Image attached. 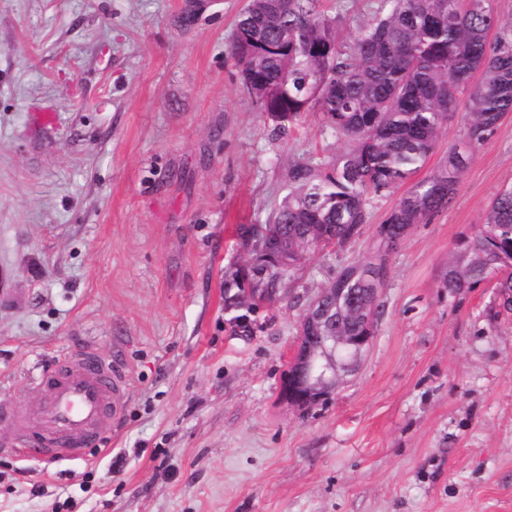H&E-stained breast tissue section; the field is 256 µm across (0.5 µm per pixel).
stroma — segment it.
Here are the masks:
<instances>
[{
  "mask_svg": "<svg viewBox=\"0 0 512 512\" xmlns=\"http://www.w3.org/2000/svg\"><path fill=\"white\" fill-rule=\"evenodd\" d=\"M246 3L0 0V399L36 401V369L89 342L128 372L86 460L0 453V512H512V314L492 284L440 286L512 185V114L390 255L368 350L297 409L281 384L308 303L407 189L249 299L237 226L270 221L290 162L345 142L318 112L278 134L244 92Z\"/></svg>",
  "mask_w": 512,
  "mask_h": 512,
  "instance_id": "stroma-1",
  "label": "stroma"
}]
</instances>
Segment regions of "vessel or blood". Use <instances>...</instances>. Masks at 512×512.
<instances>
[{
    "instance_id": "1",
    "label": "vessel or blood",
    "mask_w": 512,
    "mask_h": 512,
    "mask_svg": "<svg viewBox=\"0 0 512 512\" xmlns=\"http://www.w3.org/2000/svg\"><path fill=\"white\" fill-rule=\"evenodd\" d=\"M34 380L47 393L36 408L0 400V421L25 434L23 445L14 450L18 457L34 454L48 462L85 459L125 413L116 401L127 381L120 353L105 357L88 344L61 354Z\"/></svg>"
}]
</instances>
